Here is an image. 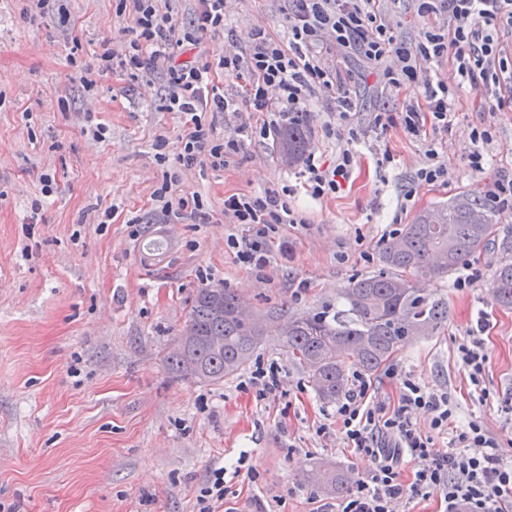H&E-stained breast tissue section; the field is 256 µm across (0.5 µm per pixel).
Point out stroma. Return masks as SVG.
<instances>
[{"label": "stroma", "instance_id": "stroma-1", "mask_svg": "<svg viewBox=\"0 0 512 512\" xmlns=\"http://www.w3.org/2000/svg\"><path fill=\"white\" fill-rule=\"evenodd\" d=\"M399 39L417 41L431 21L416 0H382ZM115 0H51L30 11L27 0H0V512H196L197 497L216 468L224 470L228 512H320L336 498L308 480L327 458L348 476L369 472L368 458L336 433L334 405L322 403L305 370L276 336L252 364L275 365L283 394L260 398L242 370L212 386L176 376L168 356L184 329L197 288L234 291L257 311L314 314L352 280L381 271V235L456 194L486 191L512 174V104L486 111L479 94L463 91L447 129L426 140L401 125L369 127L373 113L396 112L382 67L344 56L339 67L353 93L355 123L370 133L344 188L313 201L300 168L271 155L270 139L245 137L228 166L178 161L187 117L167 110L164 80H130L113 70L88 91L80 77L96 67L102 42L127 40V17ZM287 0H233L227 31L210 32L196 50H222L230 34L255 27L287 32ZM309 150L333 164L340 147L327 136L336 101L306 106ZM490 125L493 141L483 172L469 167L472 131ZM168 142L165 166L153 145ZM448 164V180L414 175L427 140ZM394 161L381 169L383 153ZM175 172L174 196L200 194L205 218L164 217L152 193L162 169ZM51 175L44 188L42 175ZM410 200H403L404 189ZM290 190L299 223L283 226L287 248L271 244L265 276L237 264L226 239L224 199ZM142 221L132 235L130 219ZM500 263L489 248L471 260L482 273L460 291L452 278L422 279L423 294L443 299L448 320L434 334L401 349L371 377L386 409L399 397L400 373L448 393L455 413L436 447L477 419L512 460V307L489 288ZM477 339L487 355L480 399L458 357Z\"/></svg>", "mask_w": 512, "mask_h": 512}]
</instances>
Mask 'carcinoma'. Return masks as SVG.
Instances as JSON below:
<instances>
[{"mask_svg": "<svg viewBox=\"0 0 512 512\" xmlns=\"http://www.w3.org/2000/svg\"><path fill=\"white\" fill-rule=\"evenodd\" d=\"M311 141L309 115L289 112L273 130L271 153L293 168ZM496 246L500 264L492 285L494 299L512 306V233H501L494 211L482 194L466 191L448 203L419 214L384 244V271L352 281L336 301L314 315H291L277 324L278 341L295 356L309 383L325 403L344 393L350 367L378 373L413 336H430L448 320V306L419 294L416 278L444 279L471 256ZM236 293L213 286L196 290L180 342L183 350L168 358L184 378L220 386L245 369L267 335L265 318L240 313ZM223 343L215 346L212 337ZM311 480L326 496L348 490L347 474L337 465L313 464Z\"/></svg>", "mask_w": 512, "mask_h": 512, "instance_id": "obj_1", "label": "carcinoma"}]
</instances>
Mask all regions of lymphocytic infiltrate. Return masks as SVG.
<instances>
[{"label":"lymphocytic infiltrate","instance_id":"lymphocytic-infiltrate-1","mask_svg":"<svg viewBox=\"0 0 512 512\" xmlns=\"http://www.w3.org/2000/svg\"><path fill=\"white\" fill-rule=\"evenodd\" d=\"M287 40L254 28L248 46L231 45L214 61H181L177 51L195 45L207 32L224 27L230 0H198L199 8L186 27L178 25L176 0H118L117 14L129 15L132 38L122 49L103 47L99 72L114 68L159 73L165 79L168 110L189 115L191 125L181 138L179 160L189 166L207 159L213 168L228 165L240 151V140L215 137L200 114L224 112L263 113L260 136H268L277 117L300 111L317 92L335 93L337 140L343 141L334 167L308 159L303 188L319 200L339 192L356 163L355 146L364 138L349 122L354 104L339 75L328 64L329 54L353 51L368 63L385 67L394 93L422 88L423 102H403L407 134L420 137L424 126L447 127L448 116L462 88L476 91L485 103L503 106V88L512 82V54L504 48L499 29L512 30V0H418L419 14L437 16L413 43L398 40L380 8L379 0H289ZM452 59V81L433 78L429 64ZM225 76L248 75L245 86L234 93L208 97L213 68ZM227 223L240 228L229 235L237 264L261 272L270 263L269 243L280 229L296 223L294 209L278 192L233 194L224 199ZM371 383L354 376L352 386L336 407L343 440L356 455L370 458L372 469L360 477L336 512H396L403 485L397 467L407 459L413 470V487L423 494L436 493L448 503V512H505L512 501V461L498 451L493 436L477 420L469 421L455 441L454 450L437 449L434 433L445 430L453 416L447 394L427 390L412 377H404L393 410L375 403ZM431 415L429 432L414 423L418 411Z\"/></svg>","mask_w":512,"mask_h":512}]
</instances>
